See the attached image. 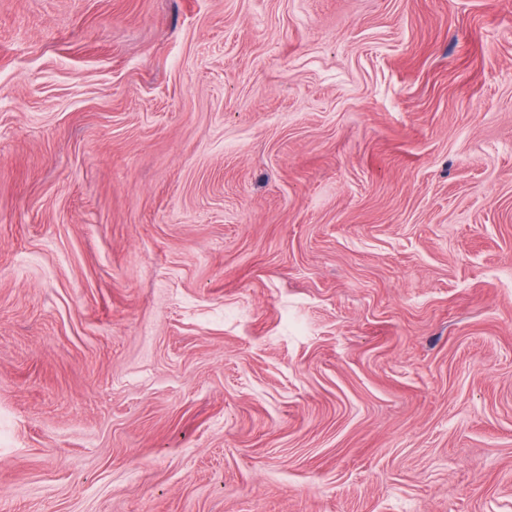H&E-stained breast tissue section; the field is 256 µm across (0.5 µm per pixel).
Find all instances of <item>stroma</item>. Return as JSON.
<instances>
[{
    "label": "stroma",
    "instance_id": "stroma-1",
    "mask_svg": "<svg viewBox=\"0 0 512 512\" xmlns=\"http://www.w3.org/2000/svg\"><path fill=\"white\" fill-rule=\"evenodd\" d=\"M0 512H512V0H0Z\"/></svg>",
    "mask_w": 512,
    "mask_h": 512
}]
</instances>
